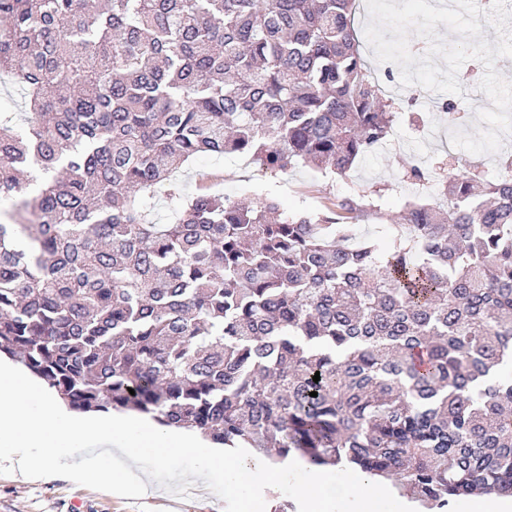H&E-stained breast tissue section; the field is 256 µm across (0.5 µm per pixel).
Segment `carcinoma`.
<instances>
[{
	"label": "carcinoma",
	"instance_id": "obj_1",
	"mask_svg": "<svg viewBox=\"0 0 512 512\" xmlns=\"http://www.w3.org/2000/svg\"><path fill=\"white\" fill-rule=\"evenodd\" d=\"M354 8L0 0V73L29 109L0 114V353L73 411L358 467L446 512L512 495V180L458 162L386 246L355 240L366 195L288 214L175 182L202 154L344 176L382 145L404 99ZM166 185L172 224L153 219ZM360 3H358V6L361 4V8H359V13L355 15V22L354 26L355 29L358 31L359 39H360V50L363 53L365 59L367 60L371 70L378 71L379 74L382 75V79L384 81V87L386 89L387 94L397 96V97H404L405 95L412 96L413 94L418 95L419 90L421 86L419 85H411L405 88H402L400 83V69L399 67L390 62H384L380 63L376 61L373 54V49L370 48L367 39L365 37L364 33V27L365 23L368 19L367 10H366V1L365 0H359ZM391 70V79L388 81L386 77L383 75L385 69ZM402 88V89H401Z\"/></svg>",
	"mask_w": 512,
	"mask_h": 512
}]
</instances>
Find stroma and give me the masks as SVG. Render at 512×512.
<instances>
[{
	"label": "stroma",
	"mask_w": 512,
	"mask_h": 512,
	"mask_svg": "<svg viewBox=\"0 0 512 512\" xmlns=\"http://www.w3.org/2000/svg\"><path fill=\"white\" fill-rule=\"evenodd\" d=\"M360 50L371 70L390 71L391 79L384 84L387 94L412 97L408 109L421 113L420 125H411L405 116H398L388 141L345 176L326 177L301 164L284 173L271 172L245 156H201L176 176L183 195H193L204 187L232 199L247 198L257 203L274 199L288 212L297 213L316 211L329 199L374 193L381 214L358 222L363 236L372 233L380 218L398 215L413 199L436 195V186L414 185L403 178L410 165L447 168L462 154L450 143L448 124L435 107L436 94L421 97L416 86L401 87L399 67L389 68L376 61L369 44H362ZM0 512H225V503L201 482L194 483L185 498L158 485L143 497L131 498L77 485L62 477L25 482L8 474L0 475Z\"/></svg>",
	"instance_id": "1"
}]
</instances>
